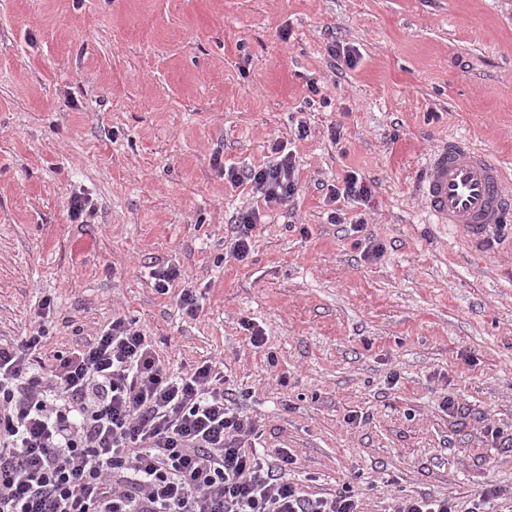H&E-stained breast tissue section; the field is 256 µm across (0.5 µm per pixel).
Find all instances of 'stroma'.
<instances>
[{
  "instance_id": "1",
  "label": "stroma",
  "mask_w": 512,
  "mask_h": 512,
  "mask_svg": "<svg viewBox=\"0 0 512 512\" xmlns=\"http://www.w3.org/2000/svg\"><path fill=\"white\" fill-rule=\"evenodd\" d=\"M334 40L355 68L332 64ZM312 82L327 106H307ZM451 136L512 179V0H0V343L50 299L48 369L122 316L172 370L223 360L303 493L465 512L494 485L490 512H512V447L491 435L512 432V237L479 245L426 213L425 160ZM280 141L299 195L264 208L236 261L226 224L254 200L212 159L258 166ZM348 170L374 189L375 261L330 219ZM166 265L181 279L162 294ZM390 508V512H458L448 497H397Z\"/></svg>"
}]
</instances>
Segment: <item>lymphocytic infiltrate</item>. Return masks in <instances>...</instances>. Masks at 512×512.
I'll return each instance as SVG.
<instances>
[{"label": "lymphocytic infiltrate", "mask_w": 512, "mask_h": 512, "mask_svg": "<svg viewBox=\"0 0 512 512\" xmlns=\"http://www.w3.org/2000/svg\"><path fill=\"white\" fill-rule=\"evenodd\" d=\"M223 173L268 207L299 192L282 144L262 166ZM262 221L255 207L230 217L235 260L248 259ZM43 336L0 345V512H360L352 491L312 498L289 482L286 449L257 448L221 363L171 373L118 317L44 377L34 367Z\"/></svg>", "instance_id": "lymphocytic-infiltrate-1"}]
</instances>
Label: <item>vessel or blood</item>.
<instances>
[{"mask_svg":"<svg viewBox=\"0 0 512 512\" xmlns=\"http://www.w3.org/2000/svg\"><path fill=\"white\" fill-rule=\"evenodd\" d=\"M420 193L436 223L457 225L476 242L489 243L492 229L512 222V181L485 153L459 139L431 152Z\"/></svg>","mask_w":512,"mask_h":512,"instance_id":"obj_1","label":"vessel or blood"}]
</instances>
